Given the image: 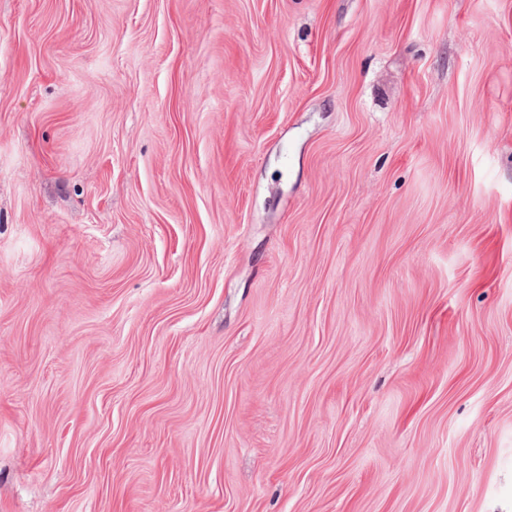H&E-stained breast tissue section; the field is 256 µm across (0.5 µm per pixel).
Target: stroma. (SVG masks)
<instances>
[{
  "mask_svg": "<svg viewBox=\"0 0 512 512\" xmlns=\"http://www.w3.org/2000/svg\"><path fill=\"white\" fill-rule=\"evenodd\" d=\"M0 512H512V0H0Z\"/></svg>",
  "mask_w": 512,
  "mask_h": 512,
  "instance_id": "obj_1",
  "label": "stroma"
}]
</instances>
